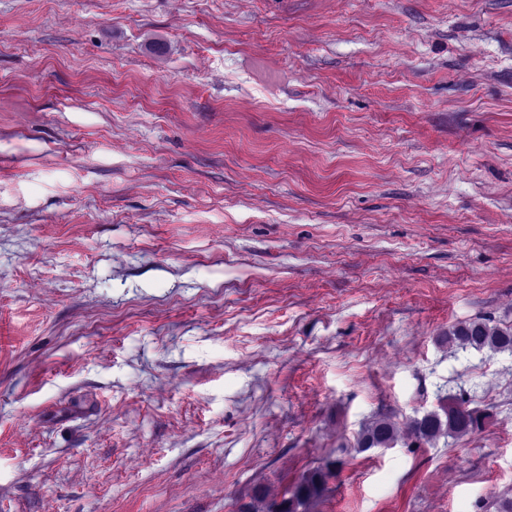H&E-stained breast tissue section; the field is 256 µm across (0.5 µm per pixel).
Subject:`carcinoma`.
Returning a JSON list of instances; mask_svg holds the SVG:
<instances>
[{
	"label": "carcinoma",
	"instance_id": "obj_1",
	"mask_svg": "<svg viewBox=\"0 0 512 512\" xmlns=\"http://www.w3.org/2000/svg\"><path fill=\"white\" fill-rule=\"evenodd\" d=\"M448 344L512 352V326H491L481 319L460 323L448 329ZM484 419V414L468 408L467 401L453 399L442 407V413L430 412L413 420L411 434L418 443L435 441L440 437L457 438L480 429ZM398 438L395 425L381 418L364 429L358 439V447L363 450L388 448ZM335 466L334 462H326L309 470L293 485L289 497L279 502L268 499L266 492L258 489L250 501L239 505L237 512H308L326 495Z\"/></svg>",
	"mask_w": 512,
	"mask_h": 512
}]
</instances>
